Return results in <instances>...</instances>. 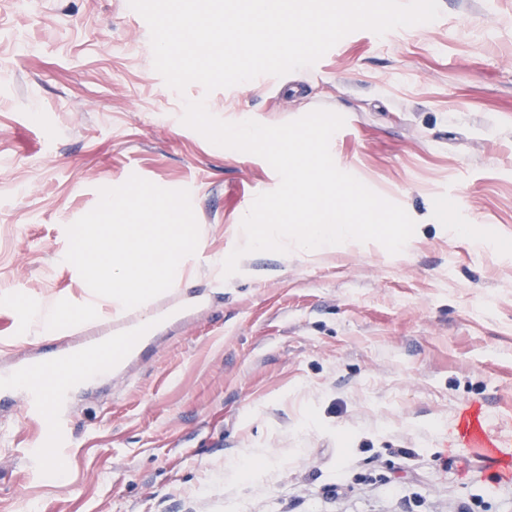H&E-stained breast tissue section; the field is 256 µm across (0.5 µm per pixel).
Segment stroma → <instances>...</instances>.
<instances>
[{
  "label": "stroma",
  "mask_w": 512,
  "mask_h": 512,
  "mask_svg": "<svg viewBox=\"0 0 512 512\" xmlns=\"http://www.w3.org/2000/svg\"><path fill=\"white\" fill-rule=\"evenodd\" d=\"M439 6L272 81L179 93L127 0H0V375L74 340L16 335L30 305L111 320L65 260L100 188L189 190L202 231L157 302L185 318L73 390L68 447H45L23 391L0 401V512H512V459L452 439L469 407L512 437V0ZM189 100L228 122L342 115L335 165L414 235L397 254L258 252L214 287L207 259L280 178L184 126ZM54 457L69 473L52 485Z\"/></svg>",
  "instance_id": "stroma-1"
}]
</instances>
